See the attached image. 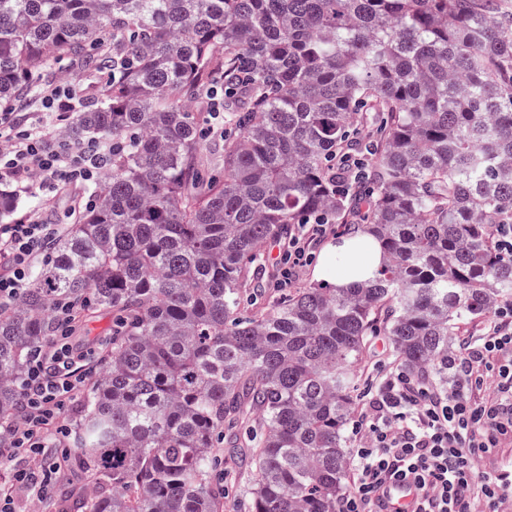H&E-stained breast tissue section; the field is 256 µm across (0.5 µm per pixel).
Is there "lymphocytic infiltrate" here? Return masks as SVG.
I'll return each instance as SVG.
<instances>
[{
    "instance_id": "1",
    "label": "lymphocytic infiltrate",
    "mask_w": 512,
    "mask_h": 512,
    "mask_svg": "<svg viewBox=\"0 0 512 512\" xmlns=\"http://www.w3.org/2000/svg\"><path fill=\"white\" fill-rule=\"evenodd\" d=\"M77 97L70 85L50 84L39 94V122L0 113V185L36 195L98 183L112 162L111 145L56 133L73 118ZM60 232L25 215L0 224V302L27 288ZM334 233L331 224L296 225L278 246L276 287H290L315 260V245ZM56 320L57 334L29 358L19 411L4 427L0 454L15 466L0 482V512H16L25 497L42 499L53 471L43 450L65 437V410L104 353L76 336L77 312L59 306ZM453 368L456 380L446 387L429 373L397 369L378 381L352 421V489L337 498L336 512H379L389 482L415 485L413 512H502L512 498V463L482 476L475 460L512 442V307L496 309L482 334L462 340Z\"/></svg>"
}]
</instances>
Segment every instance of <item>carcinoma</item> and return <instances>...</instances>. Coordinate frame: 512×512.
<instances>
[{
	"label": "carcinoma",
	"mask_w": 512,
	"mask_h": 512,
	"mask_svg": "<svg viewBox=\"0 0 512 512\" xmlns=\"http://www.w3.org/2000/svg\"><path fill=\"white\" fill-rule=\"evenodd\" d=\"M509 32L506 0H0V102L61 54L112 75L72 127L112 139L107 185L0 302V425L57 307L110 310L76 420L71 469L99 479L82 512H223L216 448L247 407L243 507L335 512L367 337L442 379L456 325L512 299ZM210 88L237 107L206 167L208 116L183 98ZM360 207L339 246L365 262L249 310L265 242Z\"/></svg>",
	"instance_id": "1"
}]
</instances>
